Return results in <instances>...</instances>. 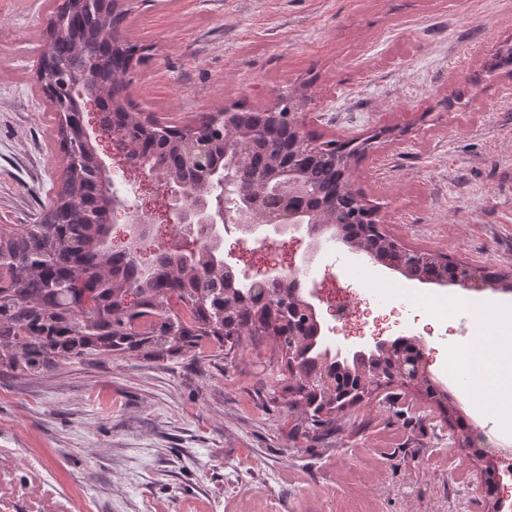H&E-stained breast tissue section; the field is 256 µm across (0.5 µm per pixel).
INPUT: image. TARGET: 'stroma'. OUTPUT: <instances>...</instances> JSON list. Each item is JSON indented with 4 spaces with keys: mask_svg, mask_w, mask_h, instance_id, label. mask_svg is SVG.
I'll return each instance as SVG.
<instances>
[{
    "mask_svg": "<svg viewBox=\"0 0 512 512\" xmlns=\"http://www.w3.org/2000/svg\"><path fill=\"white\" fill-rule=\"evenodd\" d=\"M53 0H0V225L34 223L64 165L36 81ZM126 28L147 47L131 74L137 111L172 126L236 105H272L306 85L321 140L383 128L353 182L385 231L409 250L512 271V73L491 70L512 43V0H135ZM97 150L117 185L157 218L143 253L191 249L170 200L124 167L107 137ZM238 272L304 266L325 301L367 309L362 333L337 319L327 347L421 341L433 382L459 398L448 352L479 333L449 307L439 320L411 295L458 288L406 279L307 232L238 243ZM273 337H244L146 358L114 351L59 360L36 375L0 367V448L46 463L44 497L80 494L98 512H483L478 460L512 439L474 426V448L436 402L376 393L340 428L305 433L288 405Z\"/></svg>",
    "mask_w": 512,
    "mask_h": 512,
    "instance_id": "obj_1",
    "label": "stroma"
}]
</instances>
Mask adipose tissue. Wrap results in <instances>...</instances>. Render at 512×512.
<instances>
[{"label":"adipose tissue","mask_w":512,"mask_h":512,"mask_svg":"<svg viewBox=\"0 0 512 512\" xmlns=\"http://www.w3.org/2000/svg\"><path fill=\"white\" fill-rule=\"evenodd\" d=\"M470 306L477 321L488 329L475 344L485 350L482 363L489 375L472 378L463 400L473 416L494 411L497 433L507 435L512 433V410L504 406V397L512 389V309L484 300L471 301Z\"/></svg>","instance_id":"ef3b65f1"}]
</instances>
